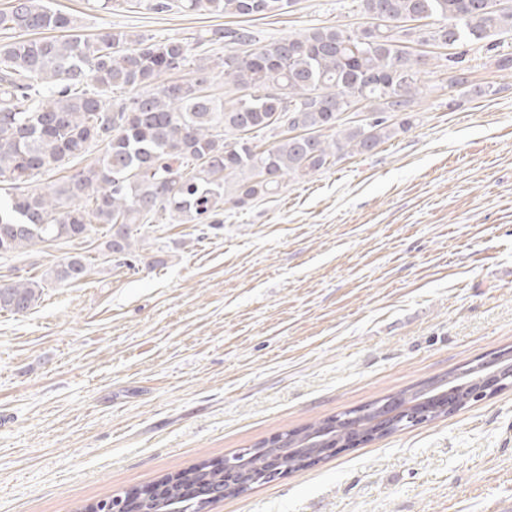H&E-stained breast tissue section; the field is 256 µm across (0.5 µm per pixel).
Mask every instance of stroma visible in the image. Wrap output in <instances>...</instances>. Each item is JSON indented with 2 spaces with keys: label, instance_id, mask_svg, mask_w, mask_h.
I'll return each instance as SVG.
<instances>
[{
  "label": "stroma",
  "instance_id": "1",
  "mask_svg": "<svg viewBox=\"0 0 512 512\" xmlns=\"http://www.w3.org/2000/svg\"><path fill=\"white\" fill-rule=\"evenodd\" d=\"M46 0L80 34L265 44L352 30L356 0L239 21L134 0ZM478 97L430 65L411 128L279 194L136 237L0 257V280L89 257L0 311V512H75L512 350V73L469 51ZM211 512H512V389L353 448Z\"/></svg>",
  "mask_w": 512,
  "mask_h": 512
}]
</instances>
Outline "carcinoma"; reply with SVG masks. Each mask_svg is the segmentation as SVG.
I'll list each match as a JSON object with an SVG mask.
<instances>
[{"mask_svg": "<svg viewBox=\"0 0 512 512\" xmlns=\"http://www.w3.org/2000/svg\"><path fill=\"white\" fill-rule=\"evenodd\" d=\"M293 0H148L167 12H219L236 18H266L285 12ZM364 15L381 25L357 30L315 28L255 46L247 28L215 30L199 37L196 54L178 39L131 40L101 31L75 32L73 19L43 0H13L0 10V182L14 192L0 197V254L57 239L83 240L109 224L117 231L105 247L124 257L134 252V233L163 217L220 224L224 204L242 206L275 195L284 177H305L343 155L367 153L411 127L423 94L421 59L405 45L414 36L434 47L478 44L512 33V4L504 0H360ZM44 31L65 36L31 38ZM224 43V84L235 98L209 91L207 49ZM444 61L452 85L468 88L466 57ZM190 67L196 78L171 81L154 92L144 88L163 74ZM123 89L116 102L108 93ZM367 101L370 116H345ZM279 137L261 149L256 133ZM331 131L327 137L324 132ZM103 146L94 166L77 170L45 191L26 187L34 177L59 169ZM81 255L69 257L41 277L0 282V310H30L47 282L89 275ZM477 375L457 378L459 408L474 401ZM332 419L295 431L300 441L285 454L258 443L228 461L234 471L203 462L155 484L140 512H205L284 473L304 467L314 445L336 441Z\"/></svg>", "mask_w": 512, "mask_h": 512, "instance_id": "obj_1", "label": "carcinoma"}]
</instances>
